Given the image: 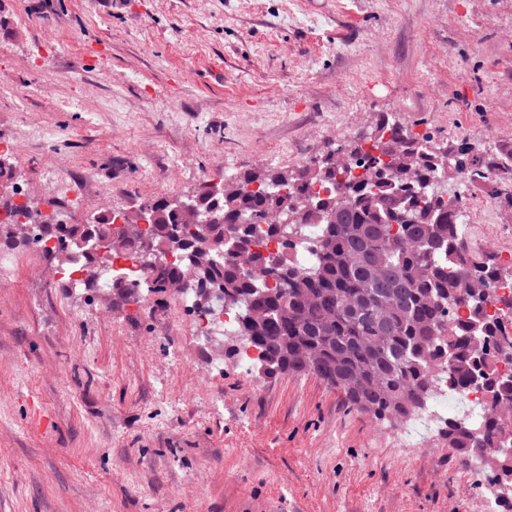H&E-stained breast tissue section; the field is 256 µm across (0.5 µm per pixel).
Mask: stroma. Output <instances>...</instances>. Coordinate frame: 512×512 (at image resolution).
I'll list each match as a JSON object with an SVG mask.
<instances>
[{
  "label": "stroma",
  "mask_w": 512,
  "mask_h": 512,
  "mask_svg": "<svg viewBox=\"0 0 512 512\" xmlns=\"http://www.w3.org/2000/svg\"><path fill=\"white\" fill-rule=\"evenodd\" d=\"M386 116L494 152L512 136V0H0V144L61 177L69 221L294 168ZM36 120L55 137L29 139ZM479 248L512 210L458 181ZM43 254L0 276V512H465L440 430L315 375L241 371L151 293L95 312Z\"/></svg>",
  "instance_id": "stroma-1"
}]
</instances>
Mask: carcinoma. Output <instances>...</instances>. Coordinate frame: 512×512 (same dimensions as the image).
<instances>
[{
	"label": "carcinoma",
	"mask_w": 512,
	"mask_h": 512,
	"mask_svg": "<svg viewBox=\"0 0 512 512\" xmlns=\"http://www.w3.org/2000/svg\"><path fill=\"white\" fill-rule=\"evenodd\" d=\"M352 146L356 158L341 172L331 156ZM362 175H353V170ZM446 182L464 177L469 184L491 185L489 197L512 209V144L499 145L487 157L470 154L466 144L435 139L429 133L384 117L366 141L343 138L326 153L296 169L268 167L261 173H237L225 188L208 180L190 196L149 199L134 211H106L88 224L38 225L39 236L60 237L57 250L44 255L77 275L90 288L99 275L100 244L111 254L130 248L139 253L148 292L167 293L183 268L193 274L196 306L206 309L224 294V305L237 309L238 334L258 351L255 363L269 376L301 375L295 356H319L314 375L343 390L357 410L388 422H402L427 408L429 387L441 379L464 393L484 390L490 404L512 396V382H495L492 358L502 323L479 310L487 304L512 310V297L499 293L512 285V269L489 251H476L463 236L457 213L459 194L447 197L429 189L433 176ZM317 183L328 196L308 194ZM288 215V223L279 216ZM321 225L311 244L316 260L295 266L293 250L300 225ZM151 227L145 237L141 225ZM265 224L280 241L276 251H256L253 262L267 270L257 279L230 250L249 241L252 225ZM84 253L76 267L72 252ZM173 256L175 264L166 262ZM376 267L402 290L401 301L370 356L365 340L375 335L373 313L389 302V289L371 279ZM482 280L496 291L489 298L468 297L466 281ZM468 306L476 316L461 323L456 309ZM443 436L459 453L495 440L512 448V421L488 418L480 427L453 418ZM484 472L512 483V455L484 464Z\"/></svg>",
	"instance_id": "obj_1"
}]
</instances>
